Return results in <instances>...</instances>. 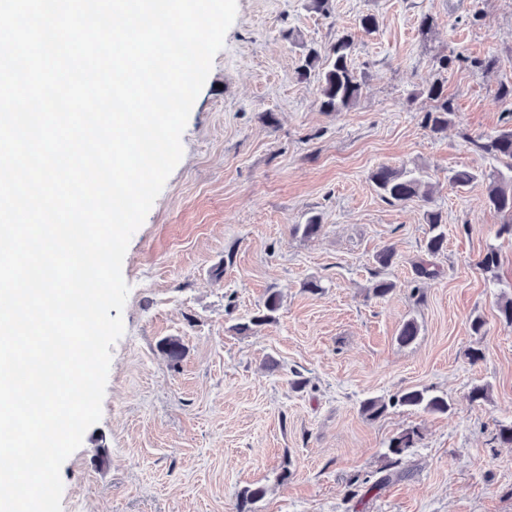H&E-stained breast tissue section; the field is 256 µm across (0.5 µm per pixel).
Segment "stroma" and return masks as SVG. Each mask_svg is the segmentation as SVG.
I'll return each mask as SVG.
<instances>
[{
  "instance_id": "obj_1",
  "label": "stroma",
  "mask_w": 512,
  "mask_h": 512,
  "mask_svg": "<svg viewBox=\"0 0 512 512\" xmlns=\"http://www.w3.org/2000/svg\"><path fill=\"white\" fill-rule=\"evenodd\" d=\"M366 14L370 34L358 29ZM343 29L355 35L362 96L324 112L316 77L298 66ZM488 57L491 71L471 64ZM439 78L453 113L435 135L420 91ZM511 84L512 0H329L325 14L309 0H237L182 158L130 240L124 333L102 417L61 467L62 512H236L253 486L265 495L251 512H512V447L490 444L512 422V327L497 310L512 293V237L487 203L483 176L497 163L471 145L512 127L498 93ZM381 165L419 173L429 199L385 200L370 180ZM462 169L480 180L455 187ZM429 210L448 242L439 277L418 283ZM313 216L322 227L304 236ZM386 246L397 260L383 269ZM491 247L488 275L478 262ZM381 278L396 287L378 299ZM272 288L275 321L238 333ZM476 316L484 335L469 331ZM411 318L420 334L400 345ZM170 337L185 346L175 368L160 349ZM481 384L488 401L470 402ZM410 387L447 396L451 413L362 414L365 400ZM409 427L421 439L406 475L379 483L390 439ZM354 478L377 486L352 492Z\"/></svg>"
}]
</instances>
